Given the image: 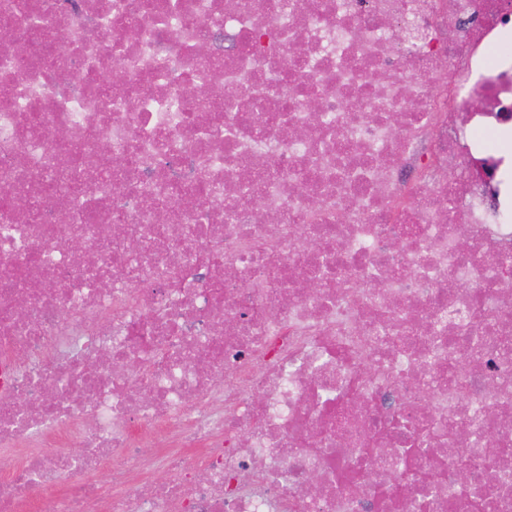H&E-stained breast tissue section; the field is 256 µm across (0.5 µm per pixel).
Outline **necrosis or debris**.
I'll use <instances>...</instances> for the list:
<instances>
[{"mask_svg": "<svg viewBox=\"0 0 512 512\" xmlns=\"http://www.w3.org/2000/svg\"><path fill=\"white\" fill-rule=\"evenodd\" d=\"M511 22L0 0V512H512Z\"/></svg>", "mask_w": 512, "mask_h": 512, "instance_id": "1", "label": "necrosis or debris"}]
</instances>
